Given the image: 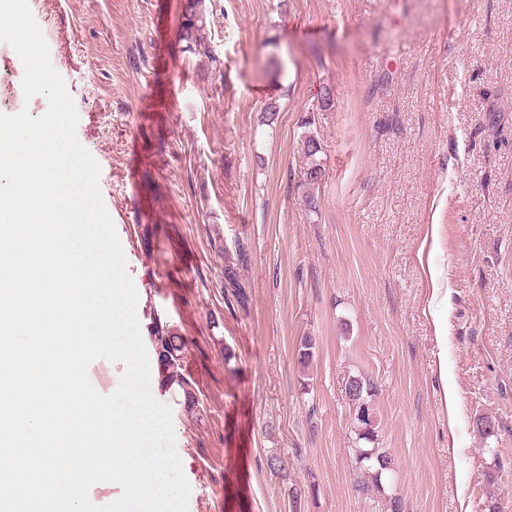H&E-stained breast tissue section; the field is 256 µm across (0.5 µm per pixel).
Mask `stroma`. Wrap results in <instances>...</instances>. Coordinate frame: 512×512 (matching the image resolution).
<instances>
[{
	"instance_id": "stroma-1",
	"label": "stroma",
	"mask_w": 512,
	"mask_h": 512,
	"mask_svg": "<svg viewBox=\"0 0 512 512\" xmlns=\"http://www.w3.org/2000/svg\"><path fill=\"white\" fill-rule=\"evenodd\" d=\"M191 2L28 0L100 166L141 335L187 341L195 406L154 396L188 512H386L355 490L357 375L404 512H512V0H204L209 58L187 48ZM23 75L0 41V113L42 116ZM228 266L245 307L224 302ZM302 143V151L305 157V166L310 170L309 174L304 173L303 171V181L300 183L299 187L306 189L305 191V201L306 207H308V211L316 212L317 209V199L312 192H310L311 188L313 189L316 185L320 184L323 176L315 173L317 169H321V158L319 157V153H321V144L312 132H305L301 138ZM351 388L350 400L357 405L358 411L360 406H369L370 399L374 395V386L370 378L364 376H354L350 379Z\"/></svg>"
}]
</instances>
